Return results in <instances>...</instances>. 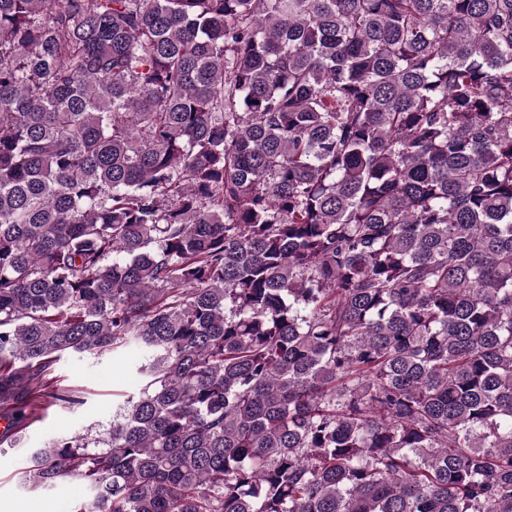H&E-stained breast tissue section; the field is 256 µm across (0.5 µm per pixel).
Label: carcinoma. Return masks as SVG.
I'll return each instance as SVG.
<instances>
[{
  "label": "carcinoma",
  "instance_id": "carcinoma-1",
  "mask_svg": "<svg viewBox=\"0 0 512 512\" xmlns=\"http://www.w3.org/2000/svg\"><path fill=\"white\" fill-rule=\"evenodd\" d=\"M71 512H512V0H0V447ZM143 360V351L130 344L114 355H66L59 361L55 373L62 385L75 390L85 404L75 410L52 408L29 426L18 447L0 451V512H56L60 498L73 504L87 496L86 487L74 482L49 490L23 487L20 472L28 451L56 437L75 433L96 436L108 428L116 407L137 390L136 367Z\"/></svg>",
  "mask_w": 512,
  "mask_h": 512
}]
</instances>
